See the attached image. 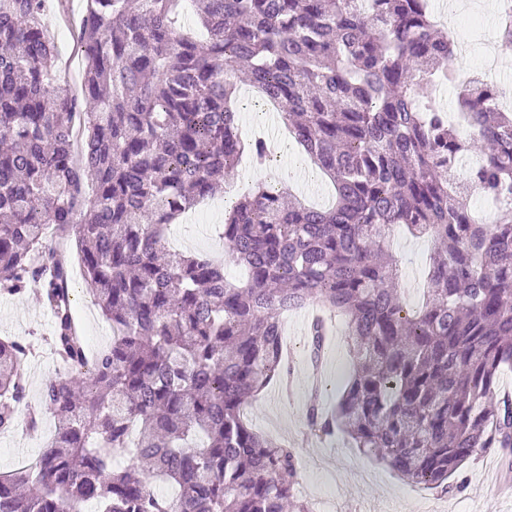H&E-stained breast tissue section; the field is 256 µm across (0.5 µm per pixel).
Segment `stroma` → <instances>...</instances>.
<instances>
[{
    "mask_svg": "<svg viewBox=\"0 0 512 512\" xmlns=\"http://www.w3.org/2000/svg\"><path fill=\"white\" fill-rule=\"evenodd\" d=\"M48 30L58 47L57 67L67 75L83 73V63L75 53L72 31L65 26L57 6H49L45 15ZM449 33L462 41L465 50L456 55L454 66L464 76L484 72L487 46L496 36L497 20L478 13L468 17L460 13L450 18ZM270 166L259 168L261 181L288 187L292 196L311 206L330 205L334 188L326 174L318 173L302 147L287 141L275 148ZM224 198L216 196L200 204L194 219H178L167 233L170 250L205 255L219 261L224 257ZM74 293V311L83 326L89 351L109 345L112 330L99 308L94 305L78 262L75 240H68ZM432 239L397 233L392 250L402 269L401 288L407 302H417L426 282ZM297 330L288 340L294 352L290 358L292 375L288 387L268 386L253 403L247 418L252 426L269 437L288 443L297 456V474L293 493L320 512H512V496L498 497L490 492L496 481L493 464L502 462L499 449L490 448L466 460L448 480L447 494L426 488L403 478L375 457L350 447L343 435L316 437L305 420L309 397L308 319L305 310L295 313ZM53 317L35 290L18 296L0 294V338L33 343L36 353L23 362L28 382L29 401H38L46 379L63 374L64 368L46 345ZM327 337V369L322 389L327 405H334L353 367L348 348L346 326L342 319L332 323ZM55 430L52 414H45L38 432L17 426L0 433V472H9L38 457Z\"/></svg>",
    "mask_w": 512,
    "mask_h": 512,
    "instance_id": "35a3bbf8",
    "label": "stroma"
}]
</instances>
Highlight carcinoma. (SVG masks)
<instances>
[{"label": "carcinoma", "instance_id": "1", "mask_svg": "<svg viewBox=\"0 0 512 512\" xmlns=\"http://www.w3.org/2000/svg\"><path fill=\"white\" fill-rule=\"evenodd\" d=\"M46 2L0 0V293L40 292L67 373L27 406V430L45 407L54 436L35 465L0 473V512H309L291 492L294 449L245 416L290 375L281 316L313 303L345 320L356 366L333 409L309 396L311 432L340 431L442 493L472 455L512 448V400H494L512 364V112L479 80L459 92L458 125L419 98L424 81L456 80L427 0H86L77 96L52 75ZM188 5L204 40L176 27ZM239 67L336 187L327 209L286 205L284 187L244 192L224 220L243 284L164 243L243 152L272 159L240 136ZM472 197L496 203L491 222ZM49 225L75 236L112 328L91 364ZM400 227L436 240L412 313ZM310 333L315 362L324 332ZM30 351L0 338L1 433L26 402ZM117 452L132 464L115 467Z\"/></svg>", "mask_w": 512, "mask_h": 512}]
</instances>
